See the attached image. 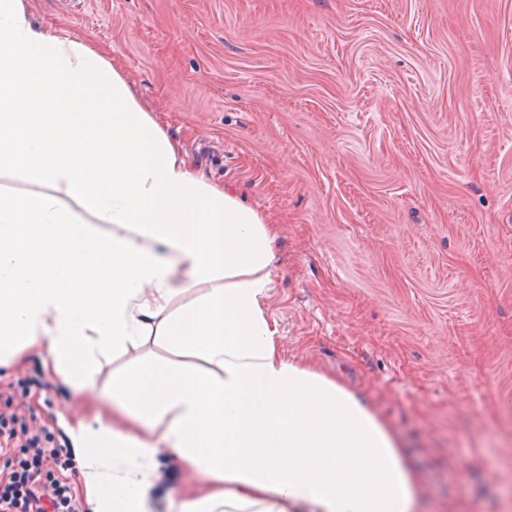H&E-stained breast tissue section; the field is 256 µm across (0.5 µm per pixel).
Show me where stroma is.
Instances as JSON below:
<instances>
[{
	"label": "stroma",
	"mask_w": 512,
	"mask_h": 512,
	"mask_svg": "<svg viewBox=\"0 0 512 512\" xmlns=\"http://www.w3.org/2000/svg\"><path fill=\"white\" fill-rule=\"evenodd\" d=\"M107 49L205 179L281 231L285 358L343 379L409 446L427 512H512V0H29ZM68 458L41 355L0 407ZM204 488L159 451L149 512Z\"/></svg>",
	"instance_id": "stroma-1"
}]
</instances>
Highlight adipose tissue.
Segmentation results:
<instances>
[{"label":"adipose tissue","mask_w":512,"mask_h":512,"mask_svg":"<svg viewBox=\"0 0 512 512\" xmlns=\"http://www.w3.org/2000/svg\"><path fill=\"white\" fill-rule=\"evenodd\" d=\"M0 368L45 354L78 401L69 436L94 512H144L159 450L204 481L184 512H417L418 473L374 409L286 359L266 311L279 228L205 181L94 42L0 0ZM76 208H69L68 200ZM171 354L109 382L103 360ZM44 188L32 184L19 174H5L0 177V193L28 195L43 192ZM149 352L160 356L167 355L162 348L151 345V343L137 348H129L125 354L112 359L111 362L103 361L102 368L98 376L100 382L106 381L111 376V374H113V372L120 370L124 366L132 362L144 359L146 355L149 354Z\"/></svg>","instance_id":"ef3b65f1"}]
</instances>
